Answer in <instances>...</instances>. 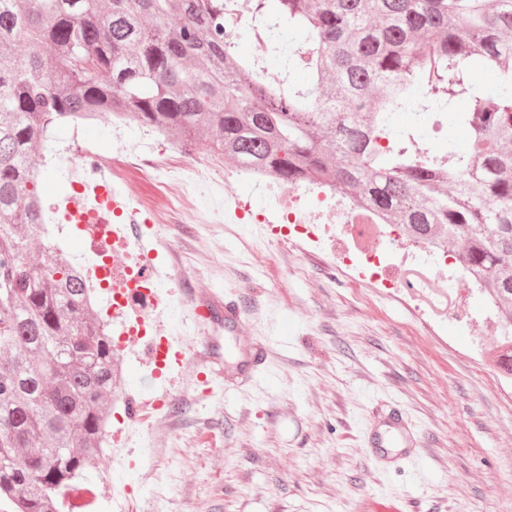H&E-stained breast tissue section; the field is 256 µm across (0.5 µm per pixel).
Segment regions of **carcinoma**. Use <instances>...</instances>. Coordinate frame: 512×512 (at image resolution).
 I'll return each mask as SVG.
<instances>
[{
    "label": "carcinoma",
    "instance_id": "obj_1",
    "mask_svg": "<svg viewBox=\"0 0 512 512\" xmlns=\"http://www.w3.org/2000/svg\"><path fill=\"white\" fill-rule=\"evenodd\" d=\"M259 72L224 0H0V501L66 512L95 464L115 350L75 264L43 238L34 157L94 114L283 183L356 194L410 236L458 248L512 340V0H246ZM480 67L493 88L477 87ZM467 107L452 112L453 103ZM463 128L465 153L399 127ZM241 33H240V32ZM239 34L248 35L241 40L237 41V46L235 47V52L237 56L242 59H256L261 58L263 54V48L259 44L264 43L265 39V30L255 24L251 19L247 16H242L238 18V27L235 30L234 38ZM255 41H253L251 38Z\"/></svg>",
    "mask_w": 512,
    "mask_h": 512
}]
</instances>
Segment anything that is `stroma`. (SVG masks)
<instances>
[{
  "label": "stroma",
  "mask_w": 512,
  "mask_h": 512,
  "mask_svg": "<svg viewBox=\"0 0 512 512\" xmlns=\"http://www.w3.org/2000/svg\"><path fill=\"white\" fill-rule=\"evenodd\" d=\"M95 152L121 160L148 136L128 124L115 139L101 119L81 130ZM150 234L179 251L184 269L206 247L216 274L161 282L156 332L172 350L200 344L196 300L229 296L243 309L235 335L207 330L221 363L201 381L192 359L155 372L143 342L119 351L122 392L171 400L174 426H129L79 484L85 512H117L128 498L149 512H369L371 501L403 512H512V385L482 354L498 334L482 298L468 316L430 335L397 297L328 252L270 236L260 224H155ZM265 339L268 356L252 383L231 386L224 367ZM398 408L421 448L390 463L372 448L373 410Z\"/></svg>",
  "instance_id": "35a3bbf8"
}]
</instances>
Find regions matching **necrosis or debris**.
<instances>
[{
  "mask_svg": "<svg viewBox=\"0 0 512 512\" xmlns=\"http://www.w3.org/2000/svg\"><path fill=\"white\" fill-rule=\"evenodd\" d=\"M62 152L91 160L89 167L71 169L72 207L64 215L66 221L80 225L90 244L91 256L79 264L78 274L88 287L108 291L114 315L126 319L147 346L157 347L160 339L153 334L152 320L159 300L156 286L169 269L178 268L180 255L170 252L168 267L157 266L140 220L148 215L158 224H173L182 217L199 224L223 223V211L198 209L190 187L220 188L227 177L207 164H165L151 147L126 151L129 167L144 180L167 187L172 204H156L134 193L118 173H111L109 182H99L97 176L108 163L79 140H72ZM266 191L277 206L274 216L252 212L239 198L233 201L235 211L251 223L268 224L271 235L298 245L328 244L338 265L363 267L380 288L412 304L423 323H430L438 310L457 321L464 317L463 308L446 301L451 295L458 302L475 285L472 276L460 270L457 248L417 241L404 225L386 223L377 212L326 187L310 196L301 187L272 178Z\"/></svg>",
  "mask_w": 512,
  "mask_h": 512,
  "instance_id": "obj_1",
  "label": "necrosis or debris"
}]
</instances>
